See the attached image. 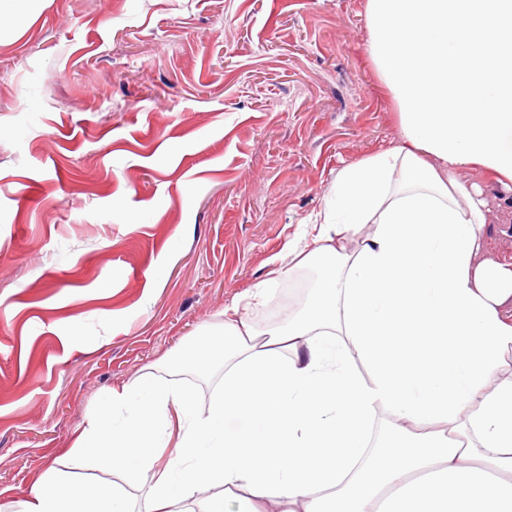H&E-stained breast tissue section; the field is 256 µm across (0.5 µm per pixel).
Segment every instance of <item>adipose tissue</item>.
<instances>
[{
  "label": "adipose tissue",
  "instance_id": "adipose-tissue-1",
  "mask_svg": "<svg viewBox=\"0 0 512 512\" xmlns=\"http://www.w3.org/2000/svg\"><path fill=\"white\" fill-rule=\"evenodd\" d=\"M397 144L341 168L224 329L208 416L146 373L110 389L10 512H512V265L487 247L476 164L512 181V0H368ZM360 239L356 253L344 243ZM82 473L84 479L91 485L106 486L109 488H112V486H122L126 490L132 510H137L142 505L140 499L141 492L126 486L120 476L111 469L90 463Z\"/></svg>",
  "mask_w": 512,
  "mask_h": 512
}]
</instances>
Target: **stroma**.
<instances>
[{"instance_id":"obj_1","label":"stroma","mask_w":512,"mask_h":512,"mask_svg":"<svg viewBox=\"0 0 512 512\" xmlns=\"http://www.w3.org/2000/svg\"><path fill=\"white\" fill-rule=\"evenodd\" d=\"M367 0L0 8V504L90 407L224 326L337 171L399 135ZM490 249L512 193L470 165Z\"/></svg>"}]
</instances>
